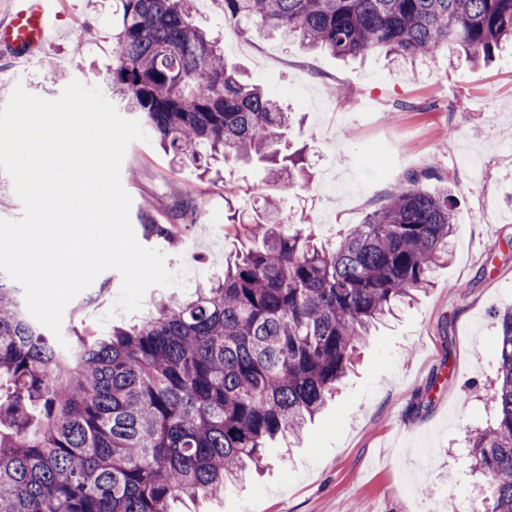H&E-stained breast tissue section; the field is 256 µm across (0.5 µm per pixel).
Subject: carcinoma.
Masks as SVG:
<instances>
[{
  "mask_svg": "<svg viewBox=\"0 0 512 512\" xmlns=\"http://www.w3.org/2000/svg\"><path fill=\"white\" fill-rule=\"evenodd\" d=\"M194 0H116L112 88L165 154L198 167L264 164L272 192L228 223L253 243L192 300L61 346L0 272V512H172L257 464L335 393L371 329L432 287L448 262L456 201L429 170L406 173L333 245L283 217L311 182L288 143L292 113L241 78L195 24ZM243 31L281 32L340 59L401 65L458 48L478 64L512 45V0H221ZM172 222L143 236L177 241ZM499 333L494 424L469 436L491 512H512V311Z\"/></svg>",
  "mask_w": 512,
  "mask_h": 512,
  "instance_id": "carcinoma-1",
  "label": "carcinoma"
}]
</instances>
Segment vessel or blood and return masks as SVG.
Wrapping results in <instances>:
<instances>
[{
  "mask_svg": "<svg viewBox=\"0 0 512 512\" xmlns=\"http://www.w3.org/2000/svg\"><path fill=\"white\" fill-rule=\"evenodd\" d=\"M62 21L57 0H13L10 15L0 20V48L17 59L33 58L53 43Z\"/></svg>",
  "mask_w": 512,
  "mask_h": 512,
  "instance_id": "b4317fda",
  "label": "vessel or blood"
}]
</instances>
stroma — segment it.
<instances>
[{"mask_svg": "<svg viewBox=\"0 0 512 512\" xmlns=\"http://www.w3.org/2000/svg\"><path fill=\"white\" fill-rule=\"evenodd\" d=\"M114 0H64L65 35L17 71L0 52V106L15 85L57 98L55 72L112 94ZM198 26L226 57L281 107L294 113L293 146H307L311 188L285 208L335 239L384 204L411 170L435 169L457 199L447 264L417 302L362 345L354 371L290 444L266 451L263 469L223 494L181 504V512H456L488 482L465 453L472 430L492 418L486 398L498 365L496 312L512 307V48L476 69L449 51L401 67L372 54L345 63L268 32L241 33L225 21L221 0H195ZM342 88L335 99L331 92ZM131 219L173 205L186 214L178 241L147 240L167 266L187 268L184 287L154 286L139 311L116 309L118 272L93 282L95 300L78 295L63 329L106 331L133 323L163 300L186 298L243 246L226 223L224 184L165 155L155 138L132 142L121 166Z\"/></svg>", "mask_w": 512, "mask_h": 512, "instance_id": "obj_1", "label": "stroma"}]
</instances>
